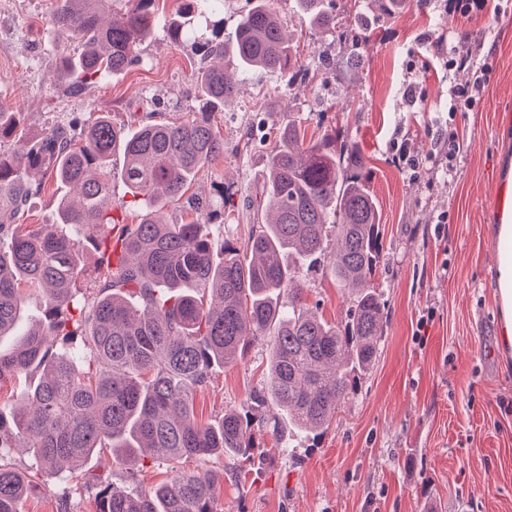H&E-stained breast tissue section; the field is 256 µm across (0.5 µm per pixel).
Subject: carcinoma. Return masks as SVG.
<instances>
[{
	"instance_id": "1",
	"label": "carcinoma",
	"mask_w": 512,
	"mask_h": 512,
	"mask_svg": "<svg viewBox=\"0 0 512 512\" xmlns=\"http://www.w3.org/2000/svg\"><path fill=\"white\" fill-rule=\"evenodd\" d=\"M321 28L336 30L321 10L324 0H296ZM154 0H56L52 27L58 41L77 42L67 57L72 85L122 72L138 60L154 25ZM199 57L197 109L175 124L146 122L135 131L102 114L72 123L9 155L0 152V382L35 376L25 406L0 413V512H19L39 473L82 463L112 449L127 479L140 459L172 466L173 476L136 492L96 486L101 512H217L222 478L200 466L230 453L254 462L252 432L258 413L275 409L288 432L322 436L341 401L354 395L373 366L383 337L384 301L373 282L382 255L376 199L363 175L365 162L348 133L305 141L290 119L280 126L267 160L266 191L249 202L259 215L243 244L215 249L212 202L198 200L196 219L170 220L166 207L179 200L195 174L224 153V139L210 115L236 95L224 71V0H183L171 29ZM232 45L239 68L277 70L294 85L297 64L272 0H253L238 20ZM17 113L0 104V142L15 135ZM123 154L122 178L132 202L145 198L150 212L123 224L115 238V268H107L98 293H75L85 270L82 241H95L116 224L113 212L127 202L112 198L110 163ZM50 172L71 191L56 205V220L23 234L17 221L42 183L31 171ZM336 236V250L326 243ZM327 262L352 306L341 323L309 313L303 269ZM45 293L44 324L21 329L27 289ZM81 335L82 345L58 350L49 336ZM269 337L268 380L253 390L247 411L230 410L201 423L193 395L209 369L244 355ZM28 449L35 469H18L14 448ZM195 460L192 470L179 464Z\"/></svg>"
}]
</instances>
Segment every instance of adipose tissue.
Segmentation results:
<instances>
[{"mask_svg":"<svg viewBox=\"0 0 512 512\" xmlns=\"http://www.w3.org/2000/svg\"><path fill=\"white\" fill-rule=\"evenodd\" d=\"M495 224L488 230L496 243L495 295L499 308L498 345L503 358H512V175L502 186Z\"/></svg>","mask_w":512,"mask_h":512,"instance_id":"1","label":"adipose tissue"}]
</instances>
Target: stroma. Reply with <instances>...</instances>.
Here are the masks:
<instances>
[{
  "instance_id": "35a3bbf8",
  "label": "stroma",
  "mask_w": 512,
  "mask_h": 512,
  "mask_svg": "<svg viewBox=\"0 0 512 512\" xmlns=\"http://www.w3.org/2000/svg\"><path fill=\"white\" fill-rule=\"evenodd\" d=\"M54 0H0V104L20 115L12 152L72 118L110 113L137 128L149 115L176 123L195 106L197 58L176 44L169 26L181 0H156V23L138 62L74 91L66 55L56 46ZM335 32L310 24L295 0L276 8L294 36L306 70L288 86L280 72L240 75V92L212 123L224 152L192 180L173 218L189 219L194 197L231 195L217 214L219 237L247 238L254 219L241 207L262 191L266 160L279 125L300 118L306 138L347 130L365 160L382 224L375 283L385 302L384 332L374 366L341 402L319 440L295 437L281 448L272 414L258 417L263 439L251 466L236 471L225 456L207 466L223 475L218 512H512V365L495 341L496 247L487 231L507 168L502 126L512 122V0H486L483 11L446 15L441 0H326ZM468 51L467 66H450ZM488 80L476 105L451 111L448 89ZM458 147L448 153L445 134ZM406 142L420 171L398 164ZM66 189L45 176L22 219L25 229L51 223ZM307 305L331 322L351 302L322 271L306 278ZM268 350L256 342L241 360L217 365L193 398L197 418L211 422L245 408L262 385ZM20 512H100L95 493L69 473H41Z\"/></svg>"
}]
</instances>
